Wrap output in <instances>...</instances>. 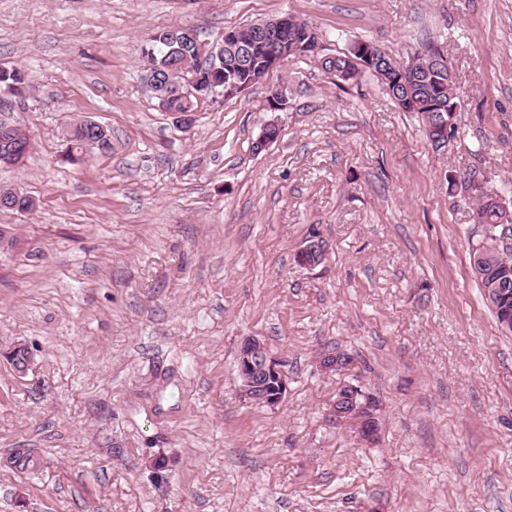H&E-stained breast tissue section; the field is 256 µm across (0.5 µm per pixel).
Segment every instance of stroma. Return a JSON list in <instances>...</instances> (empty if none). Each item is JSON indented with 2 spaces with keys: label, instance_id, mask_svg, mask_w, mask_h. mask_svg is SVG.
Returning a JSON list of instances; mask_svg holds the SVG:
<instances>
[{
  "label": "stroma",
  "instance_id": "stroma-1",
  "mask_svg": "<svg viewBox=\"0 0 512 512\" xmlns=\"http://www.w3.org/2000/svg\"><path fill=\"white\" fill-rule=\"evenodd\" d=\"M284 15L318 56L200 101L187 129L159 107L153 32ZM358 40L444 53L446 147L371 74L325 71ZM1 66L27 75L0 120L33 149L0 185L34 206L0 210V457L38 465H0V512H512V334L472 272L475 201L448 183L474 170L512 203V0H0ZM83 119L112 147L73 165ZM247 337L282 365L277 407L238 395ZM336 350L352 364L322 370ZM346 385L377 402L375 441L336 419ZM2 463L5 467L23 473L36 468L37 459L29 448H14L5 458H1Z\"/></svg>",
  "mask_w": 512,
  "mask_h": 512
}]
</instances>
